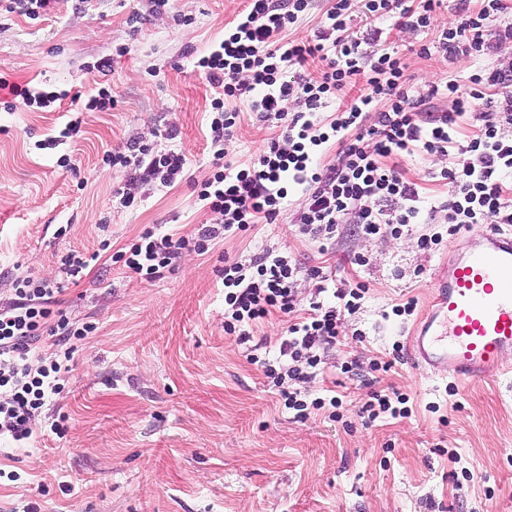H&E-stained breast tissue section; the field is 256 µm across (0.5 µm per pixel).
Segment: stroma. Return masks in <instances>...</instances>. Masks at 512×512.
Returning a JSON list of instances; mask_svg holds the SVG:
<instances>
[{
	"label": "stroma",
	"instance_id": "obj_1",
	"mask_svg": "<svg viewBox=\"0 0 512 512\" xmlns=\"http://www.w3.org/2000/svg\"><path fill=\"white\" fill-rule=\"evenodd\" d=\"M364 3L350 0L352 32L382 29L405 59L412 90L444 79L464 93L477 70L512 67L511 44L483 58L418 56L438 29L461 23L457 0H443L425 31L367 15ZM244 7L169 0L156 13L149 0H60L44 19L0 23V78L67 95L41 112L0 93V300L16 279L51 281L71 322L93 327L77 343L62 392L39 413L35 439L24 448L0 441V512L32 502L38 512H512V374L465 390L448 372L415 369L403 352L448 258L447 225L366 238L343 224L335 244L324 245L292 224L302 202L296 191L277 223L216 240L202 255L183 252L161 279L113 264L145 230L191 238L215 222L194 190L213 170L214 93L195 62ZM135 10L145 15L136 25ZM182 16L189 24H179ZM103 59L110 71H99ZM102 88L115 109L72 112L71 95ZM74 118L77 136L40 148ZM172 124L179 134L169 140ZM273 133L242 110L224 144L228 161L255 158ZM134 138L182 152L186 167L179 182L140 188L137 206L126 209L114 192L128 174L102 158ZM452 163L419 154L403 165L435 205L448 194L440 172ZM434 233L442 245L420 250L419 236ZM266 249L369 287L344 336L325 350L323 373L300 386L309 401L338 398V419L323 409L296 420L260 365L278 358L288 325L307 312L313 280L300 279L293 314L246 326L248 341L224 331L225 262ZM73 253L90 259L76 277L62 265ZM359 254L367 266L355 264ZM410 298L415 312L395 315ZM378 362L388 370L373 371ZM375 391L403 394L408 415L368 420L362 407ZM60 414L68 417L61 437L50 430Z\"/></svg>",
	"mask_w": 512,
	"mask_h": 512
}]
</instances>
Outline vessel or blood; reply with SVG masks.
<instances>
[{
    "label": "vessel or blood",
    "mask_w": 512,
    "mask_h": 512,
    "mask_svg": "<svg viewBox=\"0 0 512 512\" xmlns=\"http://www.w3.org/2000/svg\"><path fill=\"white\" fill-rule=\"evenodd\" d=\"M512 232H470L435 274V296L410 338L420 371L441 370L461 385L512 370Z\"/></svg>",
    "instance_id": "1"
}]
</instances>
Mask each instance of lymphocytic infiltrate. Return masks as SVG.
<instances>
[{
	"instance_id": "lymphocytic-infiltrate-1",
	"label": "lymphocytic infiltrate",
	"mask_w": 512,
	"mask_h": 512,
	"mask_svg": "<svg viewBox=\"0 0 512 512\" xmlns=\"http://www.w3.org/2000/svg\"><path fill=\"white\" fill-rule=\"evenodd\" d=\"M468 11L460 25L440 29L433 47L446 58L483 56L512 42V23L501 24L502 0H459ZM441 0H366L369 14L399 15L412 30L430 28ZM312 7V0H246L234 25L224 31L218 47L201 56L196 67L217 90L211 101V143L216 148L214 170L200 184L198 198L216 213V222L200 225L194 237L173 238L145 231L132 240L116 261L153 281L160 278L182 250L203 254L211 242L229 232H245L253 224L275 223L290 189L301 188L304 202L294 222L301 234L328 241L339 225H357L367 237L401 235L421 221L422 196L400 161L417 153H454L452 168L441 171L448 198L440 206L445 223L512 224V140L501 137V126L512 124V75L498 68L473 73L469 92L445 80L429 82L425 91L410 94L405 87L406 64L397 51H372L380 31L350 35L349 0H336L326 13L314 40L282 41ZM364 77L366 90L340 107L331 122L321 123L318 112L337 92ZM302 111L288 112V100ZM435 101L448 102L440 112ZM258 113L261 121L278 123L257 159L231 166L223 161L222 146L233 137L240 118L239 104ZM478 113L480 124L467 139L457 136V120ZM340 146L335 163L320 159L326 144ZM109 167L131 169L142 184H174L184 173V154L159 151L140 140L124 150L104 155ZM316 279L319 269H303L296 260L266 250L247 262L224 267V331L235 333L272 311L291 313L302 274ZM332 301H313L307 316L288 327L281 340L278 363H264L272 386L285 380L305 382L323 372V350L343 332L345 315L355 314L366 287L341 285ZM74 326L59 309L52 283L31 278L16 280L11 299L0 303V437L28 443L35 417L45 401L61 389L74 343L90 333ZM51 335L58 348L50 365L33 366L36 343Z\"/></svg>"
}]
</instances>
